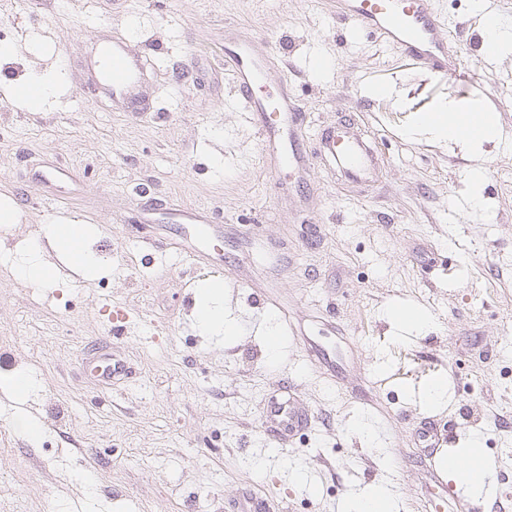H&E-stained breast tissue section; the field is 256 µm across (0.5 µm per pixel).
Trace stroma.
I'll return each mask as SVG.
<instances>
[{"mask_svg": "<svg viewBox=\"0 0 512 512\" xmlns=\"http://www.w3.org/2000/svg\"><path fill=\"white\" fill-rule=\"evenodd\" d=\"M477 77L462 84L410 66L396 49L337 21L336 0H0V512H229L254 494L277 512H343L365 487L388 488L397 512H417L429 482L414 440L425 416L452 429L453 448L503 457L481 512H512V54L485 56L473 0H435ZM120 30L154 56L155 117L92 100L80 61ZM256 37L301 107L308 150L323 123L350 118L381 158L371 191L317 162L275 184L224 61V32ZM49 73L56 92L36 112L10 91ZM386 86V96L374 95ZM492 109L498 136L463 141L414 134L440 107ZM68 165L70 194L46 202L31 169ZM482 172L480 205L470 175ZM171 207L208 210L223 225L207 250L223 259L224 306L239 332L204 334L187 304L194 284L183 240L140 224L138 187ZM90 225L94 278L44 240L46 225ZM144 237L166 242L153 262ZM41 255L51 284L11 276ZM412 306L427 329L400 328ZM131 323L114 343L110 309ZM320 346L310 360L288 321ZM282 339L272 355L267 327ZM117 347L133 378L109 387L79 363ZM447 380L431 407L415 385ZM293 387L308 429L270 447L262 408ZM38 420L30 441L18 425Z\"/></svg>", "mask_w": 512, "mask_h": 512, "instance_id": "stroma-1", "label": "stroma"}]
</instances>
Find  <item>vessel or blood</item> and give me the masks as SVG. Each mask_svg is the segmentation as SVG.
I'll return each mask as SVG.
<instances>
[{
	"label": "vessel or blood",
	"instance_id": "b4317fda",
	"mask_svg": "<svg viewBox=\"0 0 512 512\" xmlns=\"http://www.w3.org/2000/svg\"><path fill=\"white\" fill-rule=\"evenodd\" d=\"M336 17L354 21L358 34L380 39L413 65L439 77L462 82L475 77L474 70L453 49L450 38L444 36L447 21L435 11L433 0H336ZM224 56L233 64L234 92L258 131L267 169L277 174L308 167L311 158L294 128L297 99L287 81L270 74L265 55L251 41L225 38ZM83 67L91 91L110 100L113 110L134 115L148 111L143 89L154 66L149 57L133 50L124 36L115 34L102 39L90 51ZM323 144L329 156L341 164L345 178L355 183L372 181L377 160L361 136L344 128H329L323 134ZM34 178L52 193L68 187L73 174L51 167L35 172ZM166 221L186 230L185 251L193 257H203V245L221 232L219 225L196 208L171 210ZM264 419L271 439L282 446L301 426L300 416L288 401L269 403Z\"/></svg>",
	"mask_w": 512,
	"mask_h": 512
}]
</instances>
